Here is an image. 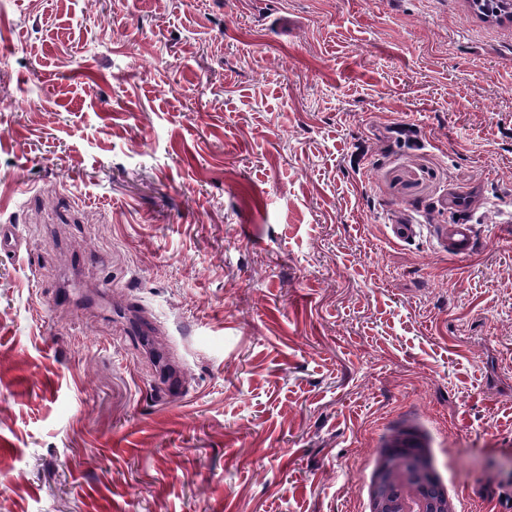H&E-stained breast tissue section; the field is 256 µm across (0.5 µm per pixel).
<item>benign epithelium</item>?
<instances>
[{
	"instance_id": "obj_1",
	"label": "benign epithelium",
	"mask_w": 512,
	"mask_h": 512,
	"mask_svg": "<svg viewBox=\"0 0 512 512\" xmlns=\"http://www.w3.org/2000/svg\"><path fill=\"white\" fill-rule=\"evenodd\" d=\"M435 482L423 459L389 453L376 473L370 512H409L410 503L419 505L417 512H448V500L434 490Z\"/></svg>"
}]
</instances>
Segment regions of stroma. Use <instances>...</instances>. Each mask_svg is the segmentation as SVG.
Instances as JSON below:
<instances>
[{
    "instance_id": "obj_1",
    "label": "stroma",
    "mask_w": 512,
    "mask_h": 512,
    "mask_svg": "<svg viewBox=\"0 0 512 512\" xmlns=\"http://www.w3.org/2000/svg\"><path fill=\"white\" fill-rule=\"evenodd\" d=\"M1 224L0 512H370L405 419L512 500V22L0 0ZM445 228V239L447 241L445 247L448 248V253L458 257L468 256L474 245V225L468 224V222H457L448 224Z\"/></svg>"
}]
</instances>
